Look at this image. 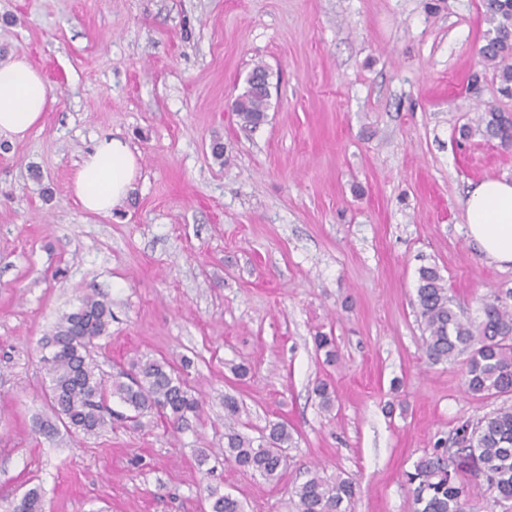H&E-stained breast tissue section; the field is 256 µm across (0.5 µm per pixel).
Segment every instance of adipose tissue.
<instances>
[{"label": "adipose tissue", "mask_w": 512, "mask_h": 512, "mask_svg": "<svg viewBox=\"0 0 512 512\" xmlns=\"http://www.w3.org/2000/svg\"><path fill=\"white\" fill-rule=\"evenodd\" d=\"M50 102L42 75L25 55L0 60V140L13 143L41 127ZM139 172V155L126 140L102 136L83 153L71 190L86 211L106 215L129 198ZM464 209L468 235L480 251L497 264H512V180L475 183Z\"/></svg>", "instance_id": "1"}]
</instances>
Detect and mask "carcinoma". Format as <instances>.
I'll list each match as a JSON object with an SVG mask.
<instances>
[{
    "label": "carcinoma",
    "mask_w": 512,
    "mask_h": 512,
    "mask_svg": "<svg viewBox=\"0 0 512 512\" xmlns=\"http://www.w3.org/2000/svg\"><path fill=\"white\" fill-rule=\"evenodd\" d=\"M484 21L489 25L479 56L492 69L500 94L512 97V0H482ZM269 77L262 65L246 79L244 91L233 101L241 125L258 127L267 117L271 95L256 78ZM478 131L488 140L512 147V113L488 106L477 115L476 127L465 126L467 137ZM417 318L423 332L425 354L433 364L463 358L465 391L475 397L512 399V289L482 300L480 320L456 309L444 277L434 266L418 270ZM112 302L104 295L85 296L80 305L59 316L43 339L47 354L41 358L49 386L47 399L53 417L42 419L38 430L48 437L58 426L74 434L94 436L118 421L136 428L144 419L159 418L183 426L198 417L200 402L192 393L181 366L161 358H140L132 372L106 374L90 354L95 340L108 335ZM240 407L235 397L224 395V460L277 481L284 468L283 450L291 442L288 424L272 422L256 440L237 428ZM455 454L435 449L421 457L414 471L405 474L412 486L414 512H466L480 483L464 484L455 469L470 467L495 493V501H512V402L500 406L476 422H463L456 431ZM210 512H244L230 494L207 488ZM356 483L341 476L328 478L316 471L295 488L297 512H349ZM13 512H43L42 490L27 489Z\"/></svg>",
    "instance_id": "obj_1"
}]
</instances>
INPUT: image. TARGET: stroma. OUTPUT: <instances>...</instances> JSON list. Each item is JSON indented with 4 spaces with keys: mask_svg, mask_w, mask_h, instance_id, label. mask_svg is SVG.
Returning a JSON list of instances; mask_svg holds the SVG:
<instances>
[{
    "mask_svg": "<svg viewBox=\"0 0 512 512\" xmlns=\"http://www.w3.org/2000/svg\"><path fill=\"white\" fill-rule=\"evenodd\" d=\"M481 3L0 0V56L25 54L52 96L42 127L0 143V512L33 486L44 512H205L211 486L244 512H296L312 467L355 481L352 512H413L405 473L498 405L465 393L463 364L429 363L415 309L423 266L473 318L512 288L464 216L471 184L512 179V148L459 134L485 106L512 111L492 78L468 89ZM257 64L271 107L246 129L232 103ZM109 134L140 177L94 215L69 186ZM94 292L112 324L93 358L111 375L191 358L200 419L38 433L41 341ZM228 393L246 435L291 429L278 481L220 455Z\"/></svg>",
    "mask_w": 512,
    "mask_h": 512,
    "instance_id": "obj_1",
    "label": "stroma"
}]
</instances>
